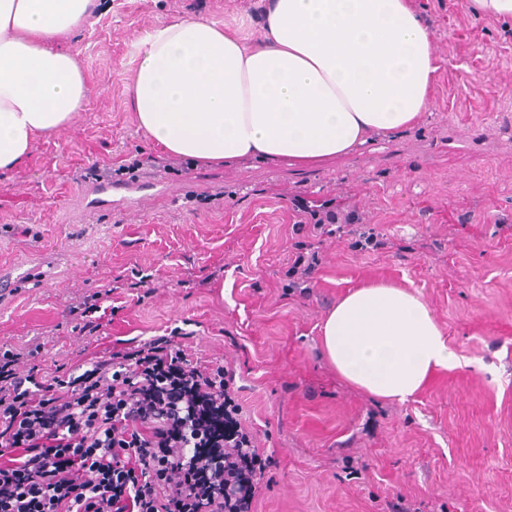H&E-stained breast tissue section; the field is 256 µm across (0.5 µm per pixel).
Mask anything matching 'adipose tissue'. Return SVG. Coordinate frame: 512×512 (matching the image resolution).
Here are the masks:
<instances>
[{"label":"adipose tissue","mask_w":512,"mask_h":512,"mask_svg":"<svg viewBox=\"0 0 512 512\" xmlns=\"http://www.w3.org/2000/svg\"><path fill=\"white\" fill-rule=\"evenodd\" d=\"M94 2L0 0V172L83 108V70L55 44L88 24ZM132 54L140 126L171 154L228 167L322 165L413 127L438 69L411 0H266L261 25L180 18ZM320 330L337 374L384 400L407 401L458 364L425 301L386 282L347 290Z\"/></svg>","instance_id":"ef3b65f1"}]
</instances>
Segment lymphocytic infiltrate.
I'll use <instances>...</instances> for the list:
<instances>
[{"mask_svg":"<svg viewBox=\"0 0 512 512\" xmlns=\"http://www.w3.org/2000/svg\"><path fill=\"white\" fill-rule=\"evenodd\" d=\"M120 278L76 296L89 333ZM0 353V512H252L271 458L240 421L228 368L158 336L45 380Z\"/></svg>","mask_w":512,"mask_h":512,"instance_id":"1","label":"lymphocytic infiltrate"}]
</instances>
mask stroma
Masks as SVG:
<instances>
[{"mask_svg": "<svg viewBox=\"0 0 512 512\" xmlns=\"http://www.w3.org/2000/svg\"><path fill=\"white\" fill-rule=\"evenodd\" d=\"M439 59L414 127L316 167L247 160L190 173H139L135 201L93 206L91 162L161 155L129 105L131 47L185 15L259 16V0H98L93 24L58 42L87 79L84 108L0 173V352H35L42 372L174 334L192 357L228 367L274 462L253 512H512V19L466 0H413ZM330 201L388 249L359 253L327 235L307 292L281 286L299 248V201ZM153 275L162 289L119 295L98 335L65 313L77 287ZM210 276L205 288L180 280ZM385 281L421 296L458 367L413 399L343 381L319 326L347 288Z\"/></svg>", "mask_w": 512, "mask_h": 512, "instance_id": "stroma-1", "label": "stroma"}]
</instances>
